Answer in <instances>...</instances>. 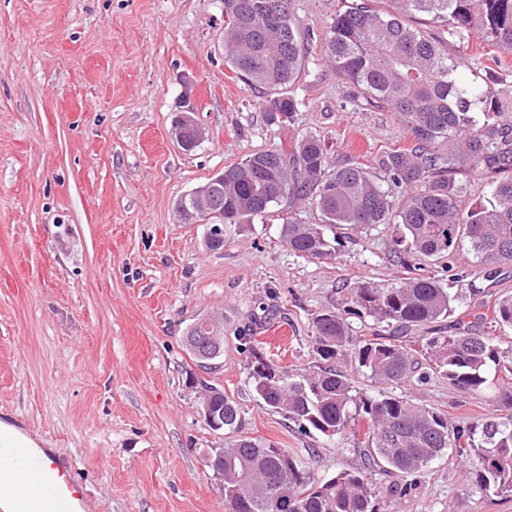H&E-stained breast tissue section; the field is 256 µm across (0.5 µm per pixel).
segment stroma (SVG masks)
<instances>
[{
    "instance_id": "35a3bbf8",
    "label": "stroma",
    "mask_w": 512,
    "mask_h": 512,
    "mask_svg": "<svg viewBox=\"0 0 512 512\" xmlns=\"http://www.w3.org/2000/svg\"><path fill=\"white\" fill-rule=\"evenodd\" d=\"M340 5L293 0L316 42L281 125L224 60L219 0H0V422L71 458L92 512H224V482L206 465L224 433L199 413L202 377L237 401L247 435L299 457L316 480L359 461L351 438L302 433L256 397L240 338L253 332L278 365L314 366L312 313L358 282L398 276L392 225L345 230L336 256L317 259L280 235L288 217L320 223L306 201L225 225L216 251L206 225L176 216L180 197L224 167L306 136L325 141L335 167L375 168L413 145L326 62L320 40ZM448 51L466 53L471 81L512 113V52L475 36ZM186 74L210 132L190 153L168 137ZM457 264L459 310L474 285L512 293V265L485 279L466 244ZM207 316L224 320L208 373L184 344ZM412 395L454 421L499 403L495 388L463 393L436 375ZM383 510L512 512V496L481 497L458 460L442 458L416 497Z\"/></svg>"
}]
</instances>
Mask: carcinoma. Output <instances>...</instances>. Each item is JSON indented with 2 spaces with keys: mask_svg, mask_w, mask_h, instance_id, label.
I'll list each match as a JSON object with an SVG mask.
<instances>
[{
  "mask_svg": "<svg viewBox=\"0 0 512 512\" xmlns=\"http://www.w3.org/2000/svg\"><path fill=\"white\" fill-rule=\"evenodd\" d=\"M342 0L323 41L324 54L355 90L356 101L395 113L414 138L410 149L386 153L381 173L352 160L328 169L327 148L313 136L291 151L266 150L224 168L203 183L226 224H250L285 202L310 198L320 224L288 220L281 238L302 256L336 255L326 230L392 224L391 251L406 276L388 284L362 281L345 306L313 314V349L319 362L292 372L266 358L253 336L244 337L248 379L272 411L328 438L348 434L362 467L316 481L301 460L283 448L241 434L239 405L221 386L200 381L201 406L223 424L226 512H382L384 499L402 500L420 488L422 474L448 455L467 462L466 477L482 495L512 493V415H448L386 386H412L432 370L455 390L475 392L494 370L502 383L501 407L512 410V346L500 333L512 330V295L480 299L448 332L434 324L456 311L458 297L429 262L452 279L454 255L469 243L495 278L512 264V123L478 125L475 110L498 117L491 91L478 90L448 55V41L476 34L512 52V0ZM292 0H224V46L237 78L262 90L269 119L290 121L297 102L288 88L308 64L310 33L291 9ZM437 24L427 34L418 21ZM490 174L487 204L461 207L459 168ZM360 321L353 326L351 319ZM202 344L191 327L185 345L202 369L219 357L224 326L210 323ZM358 374L372 390L355 385ZM387 477L378 486L368 472Z\"/></svg>",
  "mask_w": 512,
  "mask_h": 512,
  "instance_id": "obj_1",
  "label": "carcinoma"
}]
</instances>
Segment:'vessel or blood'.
I'll return each instance as SVG.
<instances>
[{"mask_svg": "<svg viewBox=\"0 0 512 512\" xmlns=\"http://www.w3.org/2000/svg\"><path fill=\"white\" fill-rule=\"evenodd\" d=\"M67 467V460L58 456L48 462L33 457L22 436L0 432V492L15 494L22 512H82L85 497L59 482Z\"/></svg>", "mask_w": 512, "mask_h": 512, "instance_id": "b4317fda", "label": "vessel or blood"}]
</instances>
